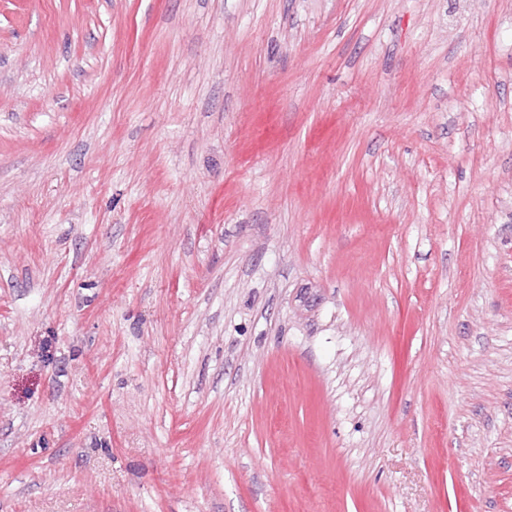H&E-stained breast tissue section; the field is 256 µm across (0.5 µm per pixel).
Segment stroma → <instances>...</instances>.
I'll list each match as a JSON object with an SVG mask.
<instances>
[{
	"label": "stroma",
	"mask_w": 512,
	"mask_h": 512,
	"mask_svg": "<svg viewBox=\"0 0 512 512\" xmlns=\"http://www.w3.org/2000/svg\"><path fill=\"white\" fill-rule=\"evenodd\" d=\"M0 512H512V0H0Z\"/></svg>",
	"instance_id": "35a3bbf8"
}]
</instances>
